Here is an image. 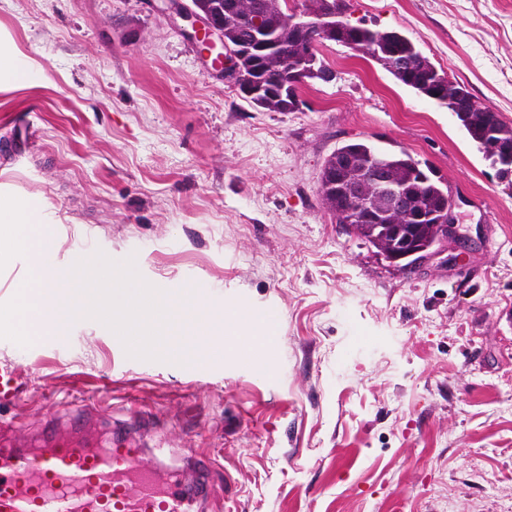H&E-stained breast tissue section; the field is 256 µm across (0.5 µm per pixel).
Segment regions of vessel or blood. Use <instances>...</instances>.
I'll list each match as a JSON object with an SVG mask.
<instances>
[{
	"label": "vessel or blood",
	"instance_id": "obj_1",
	"mask_svg": "<svg viewBox=\"0 0 512 512\" xmlns=\"http://www.w3.org/2000/svg\"><path fill=\"white\" fill-rule=\"evenodd\" d=\"M129 440L56 433L39 446L0 439V512H182L180 474Z\"/></svg>",
	"mask_w": 512,
	"mask_h": 512
}]
</instances>
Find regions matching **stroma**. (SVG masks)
<instances>
[{"label": "stroma", "instance_id": "1", "mask_svg": "<svg viewBox=\"0 0 512 512\" xmlns=\"http://www.w3.org/2000/svg\"><path fill=\"white\" fill-rule=\"evenodd\" d=\"M160 5L0 0V51L24 62L0 74V195L49 225L57 263L134 258L154 287L272 316L275 341L189 365L130 357L85 317L0 339L19 391L0 431L34 444L84 406L207 483L187 512H512V189L368 55L324 43L333 80L269 111ZM346 17L401 31L512 123V0H350ZM353 141L441 178L461 260L402 271L337 224L320 173Z\"/></svg>", "mask_w": 512, "mask_h": 512}]
</instances>
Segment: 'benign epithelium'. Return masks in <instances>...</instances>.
I'll use <instances>...</instances> for the list:
<instances>
[{"mask_svg":"<svg viewBox=\"0 0 512 512\" xmlns=\"http://www.w3.org/2000/svg\"><path fill=\"white\" fill-rule=\"evenodd\" d=\"M166 11L181 18L193 20L194 38L201 42V52L212 54L216 48L221 60L224 80L247 98L280 112L295 111L302 104L299 89L311 82H330L331 69L318 68L319 49L323 42L336 41V33L346 27L344 14L331 0H308L306 7L295 11L278 8L279 27L275 30L264 23L260 12L264 6L255 3L243 10V0H164ZM230 16L252 26V39L233 43L225 37L224 18ZM345 47L369 55L386 69L395 70L404 65L399 49L377 38L373 42L349 41ZM271 59L288 64L291 82L269 90L253 74L261 71ZM485 146L498 178L512 176V144L499 140L492 127L483 128ZM343 170L351 177L336 180V172L329 173L322 185L325 193L336 197V218L345 224H389L393 240L389 254L393 261H428L448 250V245L462 240L455 224L453 197L436 210L417 202L397 177L388 173V167L363 164L349 156L343 161ZM435 226L434 241L418 234V225Z\"/></svg>","mask_w":512,"mask_h":512,"instance_id":"obj_1","label":"benign epithelium"}]
</instances>
